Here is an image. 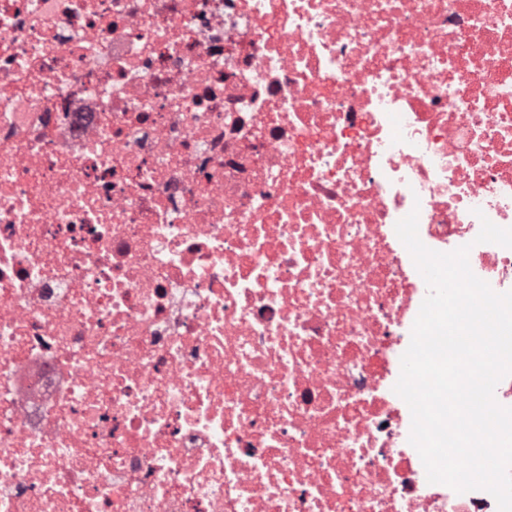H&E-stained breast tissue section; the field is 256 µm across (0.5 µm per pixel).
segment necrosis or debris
Instances as JSON below:
<instances>
[{
    "label": "necrosis or debris",
    "mask_w": 512,
    "mask_h": 512,
    "mask_svg": "<svg viewBox=\"0 0 512 512\" xmlns=\"http://www.w3.org/2000/svg\"><path fill=\"white\" fill-rule=\"evenodd\" d=\"M414 210L512 290V0H0V512H498L393 390Z\"/></svg>",
    "instance_id": "4bbe7bcc"
}]
</instances>
